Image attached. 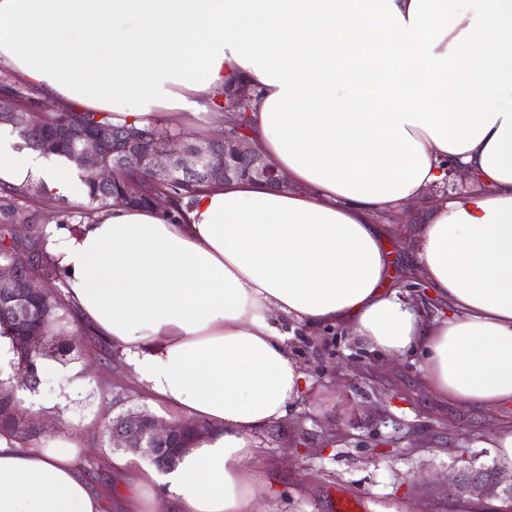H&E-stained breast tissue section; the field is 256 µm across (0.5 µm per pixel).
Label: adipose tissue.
Instances as JSON below:
<instances>
[{
    "label": "adipose tissue",
    "instance_id": "1",
    "mask_svg": "<svg viewBox=\"0 0 512 512\" xmlns=\"http://www.w3.org/2000/svg\"><path fill=\"white\" fill-rule=\"evenodd\" d=\"M0 61L136 128L223 129L225 87L246 85L252 141L291 183L48 230L73 307L154 402L205 427L174 469L135 463L132 512H249L255 436L306 383L288 322L422 354L436 401L512 406V0H0ZM457 174L471 192L434 201L411 252L426 294L403 293L396 228L372 216ZM29 181L87 197L66 158L0 126V182ZM83 454L76 435L1 434L0 512H105Z\"/></svg>",
    "mask_w": 512,
    "mask_h": 512
}]
</instances>
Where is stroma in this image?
<instances>
[{
    "mask_svg": "<svg viewBox=\"0 0 512 512\" xmlns=\"http://www.w3.org/2000/svg\"><path fill=\"white\" fill-rule=\"evenodd\" d=\"M429 218L423 206L377 212L378 224H399L391 236L395 278L403 291L419 282L410 252ZM286 342L310 380L288 416L255 438V469L263 512H336L337 492L363 496L365 512H507L512 500L448 496L450 476L497 465L493 448L499 413L431 399L420 359L380 362L344 330L313 334L288 323ZM78 359L58 374H44L36 394L64 398V407L42 408L35 417L47 434L82 435L85 462L96 463L94 488L123 512L127 483L99 430L104 418L144 407L166 416L125 371L106 363L111 343L84 332Z\"/></svg>",
    "mask_w": 512,
    "mask_h": 512,
    "instance_id": "obj_1",
    "label": "stroma"
}]
</instances>
